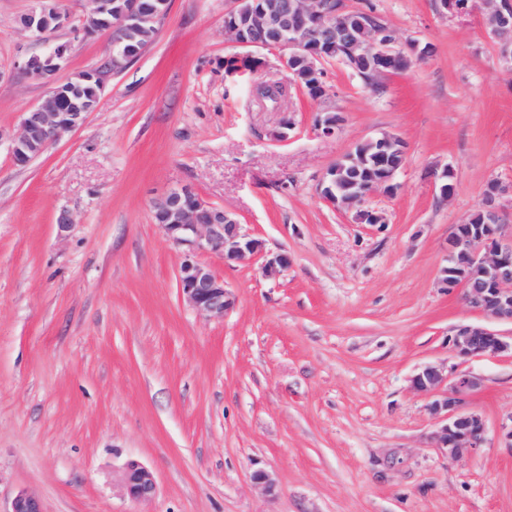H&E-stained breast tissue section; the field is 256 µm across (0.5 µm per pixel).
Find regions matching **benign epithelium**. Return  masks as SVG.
<instances>
[{
	"label": "benign epithelium",
	"instance_id": "7a95c632",
	"mask_svg": "<svg viewBox=\"0 0 512 512\" xmlns=\"http://www.w3.org/2000/svg\"><path fill=\"white\" fill-rule=\"evenodd\" d=\"M38 7L23 19V27L41 39L68 24L67 14L54 7L55 0H36ZM171 0H98L100 12H112V18L91 19L82 24L81 33L91 36L105 30L112 40L108 70L126 69L153 41L151 33L170 9ZM366 22L348 5V0H279L272 7L261 0H234V7L224 16V30L240 47L277 49L285 70L297 75L298 63H304L305 75L325 86L320 64L341 51L359 59L364 78L372 82L385 74L384 61L394 51L392 41L380 34L361 40ZM67 46L59 44L52 54L30 55L18 64L26 76L37 80L54 75L64 58ZM80 79L94 85V96L82 94V86L67 79L52 83L47 98L24 114L20 132L11 139L13 162L23 166L41 155L49 146L79 128L88 114L95 111L104 85L103 71H86ZM341 118L324 112L315 119V128L324 137L336 134ZM402 163L390 165L384 177L341 198L328 178H323L321 195L330 205L349 206L362 203L377 188L391 193ZM503 187L490 185L485 211L489 220L477 228L456 225L448 240L447 266L440 271L441 287L460 291L471 309L497 321L512 323V228L506 229L503 214L494 205ZM155 224L176 246L183 248L178 279L182 296L197 312L222 319L233 306V297L224 287V279L200 263L201 252H219L224 264L246 263L256 257L264 259L262 272L276 277L288 269L286 252H270L262 241L245 232L242 225L224 209L204 202L195 191L182 185L158 196L152 204ZM450 350L462 359L512 353V340L484 327L459 325L448 340ZM412 386L434 400L430 404L437 419V447L448 457L460 459L487 442L483 416L469 407V399L479 388L478 379L428 364L412 378ZM123 490L137 502L151 499L156 480L151 470L138 460L130 459L123 467ZM11 512H41L39 501L21 491L12 502Z\"/></svg>",
	"mask_w": 512,
	"mask_h": 512
}]
</instances>
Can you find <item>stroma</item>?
<instances>
[{
	"instance_id": "1",
	"label": "stroma",
	"mask_w": 512,
	"mask_h": 512,
	"mask_svg": "<svg viewBox=\"0 0 512 512\" xmlns=\"http://www.w3.org/2000/svg\"><path fill=\"white\" fill-rule=\"evenodd\" d=\"M59 2L69 26L50 43L20 25L35 0H0V512L22 490L42 512H512V448L495 436L512 415V355L448 346L455 326L510 337L512 324L439 284L456 225L490 182L512 185V72L485 0L461 15L440 0H351L396 48L428 54L375 90L323 62L322 98L274 49H252L255 73L225 69L239 52L224 31L233 0H172L85 123L19 167L9 137L50 90L19 62L68 44L61 80L112 54L108 33H76L87 0ZM260 82L282 85L278 104L254 93ZM323 112L342 118L333 137L314 128ZM384 134L405 161L395 191L365 201L385 223L361 224L320 183ZM178 185L291 259L268 278L260 261L199 254L235 299L220 320L183 299L182 252L154 222L153 199ZM428 364L481 382L470 404L490 436L470 456L436 446L431 398L411 383ZM130 458L155 475L149 501L123 491Z\"/></svg>"
}]
</instances>
